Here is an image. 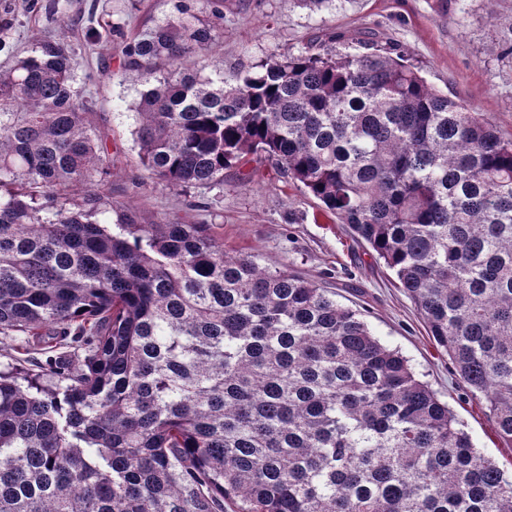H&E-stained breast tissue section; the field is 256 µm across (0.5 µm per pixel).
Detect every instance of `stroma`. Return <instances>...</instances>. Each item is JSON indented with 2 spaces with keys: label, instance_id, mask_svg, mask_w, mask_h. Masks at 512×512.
<instances>
[{
  "label": "stroma",
  "instance_id": "stroma-1",
  "mask_svg": "<svg viewBox=\"0 0 512 512\" xmlns=\"http://www.w3.org/2000/svg\"><path fill=\"white\" fill-rule=\"evenodd\" d=\"M96 2L101 21L121 24L122 35L88 48L83 44L85 13ZM66 22L52 26L28 0H0V70L28 55L48 30L81 46L77 78L92 75L91 90L103 118L115 163L112 198L145 216L192 219L215 224L228 254L252 255L264 266L294 273L335 292L337 301L362 313L384 343L397 348L418 376L447 402L477 448L512 470V447L497 436L484 402L458 385L447 355L429 336L416 306L399 288L394 273L372 249L355 242L347 225L327 217L316 200L288 183L271 166L258 167L249 182L224 174L217 191H184L147 180L138 165L133 135L134 105L142 89L137 74L119 68L125 39L172 18L177 4L198 0H64ZM222 18L211 23L205 58L209 73L230 77L286 49L311 48L324 34H344L340 52L356 53L361 40L390 39L432 85L461 96L512 138V60L497 49L512 39V0H339L335 8L312 12L294 0H223Z\"/></svg>",
  "mask_w": 512,
  "mask_h": 512
}]
</instances>
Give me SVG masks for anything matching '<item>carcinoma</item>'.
Segmentation results:
<instances>
[{
    "instance_id": "1",
    "label": "carcinoma",
    "mask_w": 512,
    "mask_h": 512,
    "mask_svg": "<svg viewBox=\"0 0 512 512\" xmlns=\"http://www.w3.org/2000/svg\"><path fill=\"white\" fill-rule=\"evenodd\" d=\"M190 10L134 37L139 164L224 189L266 163L395 274L512 444V140L397 48L290 50L227 80ZM46 36L0 71V512H512V473L362 314L112 203V152ZM168 67L179 79L157 77ZM0 335V368L5 370L7 367H15L22 371L28 372L29 374H38L39 369L36 364L29 357L41 358L38 354H22L23 352L16 350V343L7 339H2Z\"/></svg>"
}]
</instances>
